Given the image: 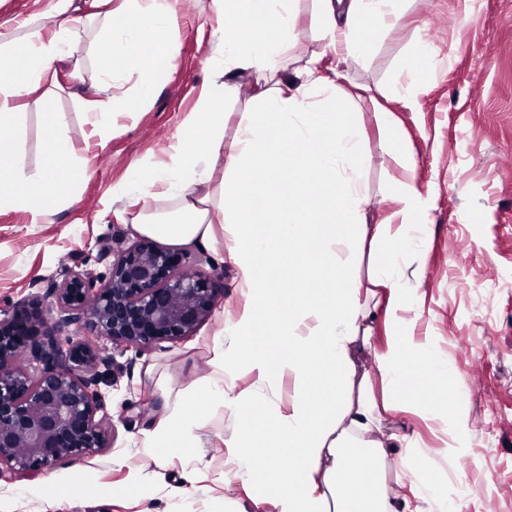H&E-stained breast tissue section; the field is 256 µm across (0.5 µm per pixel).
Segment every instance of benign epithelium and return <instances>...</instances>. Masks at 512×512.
<instances>
[{"mask_svg":"<svg viewBox=\"0 0 512 512\" xmlns=\"http://www.w3.org/2000/svg\"><path fill=\"white\" fill-rule=\"evenodd\" d=\"M109 257L107 273L66 268L44 298L0 317V467L34 475L107 447L99 385L113 357L78 331L115 347H157L192 335L211 316L217 289L183 269L179 250L142 237L124 249L102 246L99 260ZM70 326L75 333H66Z\"/></svg>","mask_w":512,"mask_h":512,"instance_id":"benign-epithelium-1","label":"benign epithelium"}]
</instances>
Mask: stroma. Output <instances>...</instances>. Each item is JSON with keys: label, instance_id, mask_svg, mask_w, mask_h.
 <instances>
[{"label": "stroma", "instance_id": "1", "mask_svg": "<svg viewBox=\"0 0 512 512\" xmlns=\"http://www.w3.org/2000/svg\"><path fill=\"white\" fill-rule=\"evenodd\" d=\"M300 17L290 58L319 57L325 73L342 71L344 93L360 92L354 110L365 136L364 186L370 197L368 221H387L394 210L387 194L404 172L388 155L378 127L380 112L396 117L403 148L413 164V182L431 201L422 230L428 247L401 257L400 272L421 269L422 276L402 310L401 324L378 319L372 349L354 354L353 384L381 393L376 355L390 335L408 329L432 343L454 368L448 407L465 419V434L442 432L423 416L383 415L379 437L407 435L413 448L443 462L449 487L464 483L477 512H512V0H408L393 29L375 33L369 52L339 61L326 49L314 22V0H296ZM216 25L212 0H189L176 39L172 67L156 73L158 86L145 109L120 118L104 139H85L90 116L85 100L108 101L109 93L85 84L47 86L39 104L20 119V159L38 173L43 148L41 115L58 113L72 152L91 160L90 176L75 185L69 205L51 201L45 221L34 224L21 211L0 212V310L44 294L61 268L106 271L97 262L99 241L126 248L138 239L128 224L104 215L113 184L149 159H158L195 106L208 80L207 60ZM429 49L434 79L413 107L389 100L393 82L418 43ZM185 266L211 280L218 290L215 313L186 339L156 348L115 347L120 371L101 385L111 432L109 448L94 456L65 461L35 476L0 475V512H32L20 494L28 483L43 484L48 512H166V492L185 483L179 459H157L132 448L142 429L155 424L165 395L177 394L204 376L221 317L244 303L232 257L217 259L208 250L185 245ZM237 427L233 412L212 406L196 430L200 443L196 512H252L264 491L257 485L225 484L227 448L221 437ZM139 474L149 492L141 497L126 488ZM103 484L109 495L88 497L87 487ZM58 485L76 495L57 503Z\"/></svg>", "mask_w": 512, "mask_h": 512}]
</instances>
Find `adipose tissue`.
<instances>
[{"mask_svg": "<svg viewBox=\"0 0 512 512\" xmlns=\"http://www.w3.org/2000/svg\"><path fill=\"white\" fill-rule=\"evenodd\" d=\"M110 0H44L40 11L0 26V210L28 212L33 222L45 203L66 201L88 159L72 154L56 113L42 115L40 170L29 174L11 137L21 116L20 97L40 98L42 81L71 60L81 35L98 25V65L70 79L113 90L112 105L89 102L90 136L106 137L125 114L121 88L130 70L172 66L184 0H122L113 19ZM321 37L340 59L365 55L370 34L401 16L405 0H316ZM224 22L207 62L209 79L180 131L153 161L112 186L120 207L113 216L141 235L193 243L215 256L230 254L246 298L212 339L213 357L201 382L169 398L159 422L135 439L138 448L197 458L199 414L219 403L239 416L225 462V481L261 483L275 512H419L412 498L389 496L375 479L389 449L419 471L428 462L396 437L366 442L379 423L373 402L352 401L347 365L356 348H369L378 289L388 292V313L410 294L397 275L400 254L425 250L413 218L429 201L413 183L394 187L396 228L374 225L373 237L393 247L376 261L369 289L352 275L355 242L349 232L365 221L362 134L342 89L324 75L318 57L288 74L286 56L298 29L294 0H213ZM432 67L418 48L392 100L413 105ZM250 76L264 106L247 113L232 142L224 140V99ZM226 166H219L220 157ZM129 209H122V202ZM379 369L409 411L448 422L452 370L426 341L391 335ZM254 373L238 387L240 367ZM295 379L281 405L278 381ZM434 395L417 401V387ZM289 466H281V458Z\"/></svg>", "mask_w": 512, "mask_h": 512, "instance_id": "ef3b65f1", "label": "adipose tissue"}]
</instances>
